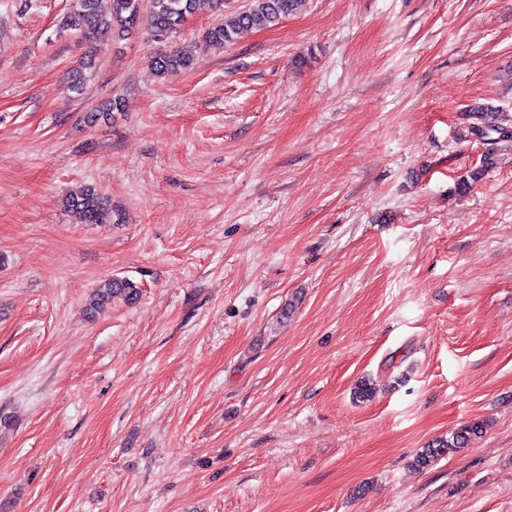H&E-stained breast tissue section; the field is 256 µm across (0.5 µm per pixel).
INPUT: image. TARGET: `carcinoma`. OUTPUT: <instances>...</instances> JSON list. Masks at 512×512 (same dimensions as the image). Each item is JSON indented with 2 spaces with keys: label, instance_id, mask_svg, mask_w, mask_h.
Instances as JSON below:
<instances>
[{
  "label": "carcinoma",
  "instance_id": "obj_1",
  "mask_svg": "<svg viewBox=\"0 0 512 512\" xmlns=\"http://www.w3.org/2000/svg\"><path fill=\"white\" fill-rule=\"evenodd\" d=\"M103 0H75L73 9L66 16L64 26L78 30L87 38L95 37L103 30L123 39L136 29L141 11L148 8L151 17L153 36L163 40L179 31L188 17L194 15L203 5L217 11L224 0H108V11L101 9ZM302 0H250L248 7L240 12L234 23H217L209 28L202 39L206 49L222 47L234 42L236 37L250 30L273 27L292 15ZM194 55L179 48L163 51L152 57L150 66L153 72L166 77L193 65ZM127 107L125 98L115 96L106 104L97 106L85 116L89 126H95L102 118L114 112H123ZM469 116L475 119L469 127L470 135L477 141H487L496 133L500 137L509 136V130L495 122L497 116L489 115L484 106L469 107ZM64 209L78 224H121L122 214L112 208L110 199L93 187L82 193L70 195L63 201ZM139 297V288L127 278H112L99 285L89 299V311L95 313L104 310L116 298L134 301ZM479 426L468 425L452 433L446 440H438L423 449L416 456V466L425 467L447 455L456 448L464 447L470 435L476 434Z\"/></svg>",
  "mask_w": 512,
  "mask_h": 512
}]
</instances>
